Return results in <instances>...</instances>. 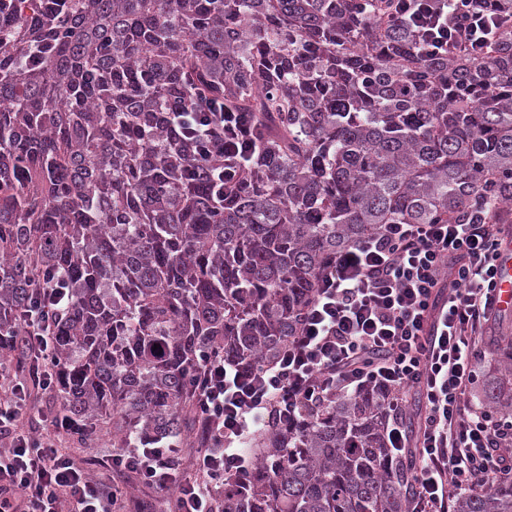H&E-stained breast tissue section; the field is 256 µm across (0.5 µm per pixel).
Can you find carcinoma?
Returning a JSON list of instances; mask_svg holds the SVG:
<instances>
[{
    "instance_id": "obj_1",
    "label": "carcinoma",
    "mask_w": 512,
    "mask_h": 512,
    "mask_svg": "<svg viewBox=\"0 0 512 512\" xmlns=\"http://www.w3.org/2000/svg\"><path fill=\"white\" fill-rule=\"evenodd\" d=\"M392 0H0V350L51 277L56 420L84 444L205 441L199 354L269 361L327 260L379 224L512 212V34L424 57ZM245 112L258 153L222 194L168 112ZM159 348H154V345ZM483 401L512 417V336ZM366 388L253 440L221 512H409L413 466ZM452 512H512V481Z\"/></svg>"
}]
</instances>
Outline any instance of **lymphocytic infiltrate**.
Instances as JSON below:
<instances>
[{
    "label": "lymphocytic infiltrate",
    "mask_w": 512,
    "mask_h": 512,
    "mask_svg": "<svg viewBox=\"0 0 512 512\" xmlns=\"http://www.w3.org/2000/svg\"><path fill=\"white\" fill-rule=\"evenodd\" d=\"M393 13L418 37L422 52L479 53L512 15L489 12L483 0H393ZM170 124L222 159L218 183L252 161L256 141L239 113L212 104L177 109ZM498 225L474 213L463 224H386L334 256L319 274L300 326L270 362L204 360L195 380V411L214 447L197 449L195 476L175 462L169 444L115 448L106 470L131 471L174 494V512H219L225 480L253 464L246 444L270 414L288 418L303 406L352 395L368 385L389 395L387 441L417 462L410 512H450L466 492L512 478V423L472 403L480 376L479 336L498 316ZM69 295L63 285L41 291L24 312L28 368L0 365V512H125L122 488L104 482L83 458L62 451L60 423L27 431L29 388L52 387L48 359L56 318ZM425 404L421 434L410 442L404 414L412 395Z\"/></svg>",
    "instance_id": "obj_1"
}]
</instances>
